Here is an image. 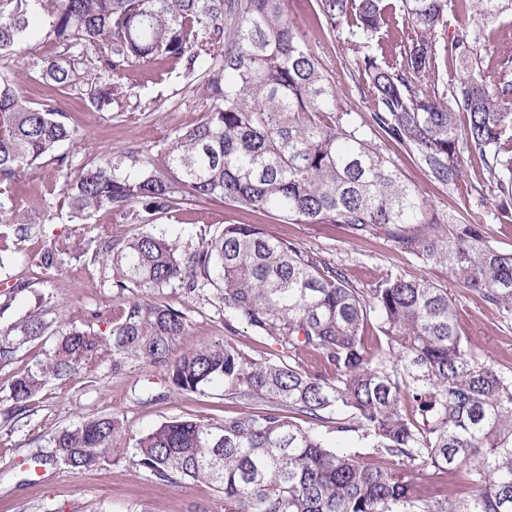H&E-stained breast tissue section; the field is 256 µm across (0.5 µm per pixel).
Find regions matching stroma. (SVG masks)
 <instances>
[{
	"label": "stroma",
	"mask_w": 512,
	"mask_h": 512,
	"mask_svg": "<svg viewBox=\"0 0 512 512\" xmlns=\"http://www.w3.org/2000/svg\"><path fill=\"white\" fill-rule=\"evenodd\" d=\"M288 13L300 26L302 39L329 69L351 108L356 122L370 123L348 65V47L354 36L348 29L324 37L311 12L310 0H288ZM0 71L11 73L22 95L35 103H48L66 112L75 130L74 140L60 150L68 154L72 168L102 157L121 155L134 148L152 156L166 137L198 122L208 105L207 91L185 79L180 64L161 61L126 68L116 77L119 93L104 109L93 108L84 96L85 83L61 90L35 79L28 60L0 57ZM378 144L400 174L423 199L440 226L449 218L484 225L492 246L512 253V231H505L495 206L497 190L490 183L479 158L465 167L459 188L434 181L418 158L386 137ZM62 174L55 164L44 162L11 182L1 196L14 206L22 221L0 224V329L14 323L36 304L37 295L49 296L56 324L63 329H92L106 334L112 328L107 312L116 307L112 272L94 262L103 241L121 246L132 234L149 230L179 239L182 247L197 246L201 234H215L228 224H257L272 235L292 241L338 267L361 291L383 277L425 279L448 289L457 309L461 332L469 336L488 363L512 369V328L498 310L473 290L457 284L445 267L422 262L399 250L377 231L358 236L340 224H288L262 212L244 211L220 201L194 205L174 217L141 227L113 211L97 213L91 223L72 220L63 194ZM63 242L65 250L44 266L42 253L48 243ZM27 288L13 293L16 282ZM134 298L172 305L185 312L188 334L175 343L171 355L230 339L253 358L278 360L288 352L272 338L236 322L225 312L214 288L187 293L181 283L141 293ZM54 337L46 336L21 347L14 360L0 364V512H224L221 493L204 482L164 485L140 468L133 448L148 429L164 421L190 417L213 423L244 411L245 404L229 396L223 386L202 393L175 389L166 369L138 359L113 363L104 350L96 365L70 377L53 380L33 398L22 416L11 412L12 380L51 352ZM111 415L125 427L126 452L99 466L75 471L53 461L52 438L60 430L92 416ZM418 490L431 502L448 493L467 500L474 487L466 472L452 478L427 475Z\"/></svg>",
	"instance_id": "obj_1"
}]
</instances>
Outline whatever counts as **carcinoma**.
<instances>
[{
	"mask_svg": "<svg viewBox=\"0 0 512 512\" xmlns=\"http://www.w3.org/2000/svg\"><path fill=\"white\" fill-rule=\"evenodd\" d=\"M459 20L446 36L448 13ZM512 0H316L331 33L348 28L351 72L373 127L351 119L341 90L301 39L287 0H0V54L21 57L40 31L61 52L33 60L60 89L90 73L89 102L112 103L102 76L164 58L210 90L195 125L166 139L160 158L130 150L71 171L56 148L73 137L66 113L33 105L0 73V185L50 158L65 173L71 218L101 210L132 224L214 199L291 224L380 230L512 318V254L490 245L481 224L427 216L371 137L376 127L417 154L428 175L457 185L479 156L512 221V55L485 58L488 43L511 44L501 18ZM459 67L455 82L445 76ZM94 260L111 266L122 294L172 281L188 292L210 285L224 310L273 338L288 359H253L232 341L169 353L186 335V314L152 300L120 304L110 337L59 331L48 357L14 379L23 412L52 379L142 359L167 368L172 385L202 393L215 382L255 406L224 418L172 419L136 444L138 464L162 484L207 482L224 512H512V374L486 363L458 326L448 290L387 276L363 296L344 273L256 224H228L192 250L142 231L121 248L103 242ZM54 308L40 305L0 330V364L48 333ZM378 350L369 351L367 333ZM318 356L309 369L300 352ZM345 420L331 417L333 411ZM298 416L302 423L292 420ZM357 432L376 463L332 448L320 429ZM112 416L89 418L53 438L54 457L73 470L124 453ZM466 469L478 491L432 503L413 476Z\"/></svg>",
	"mask_w": 512,
	"mask_h": 512,
	"instance_id": "carcinoma-1",
	"label": "carcinoma"
}]
</instances>
